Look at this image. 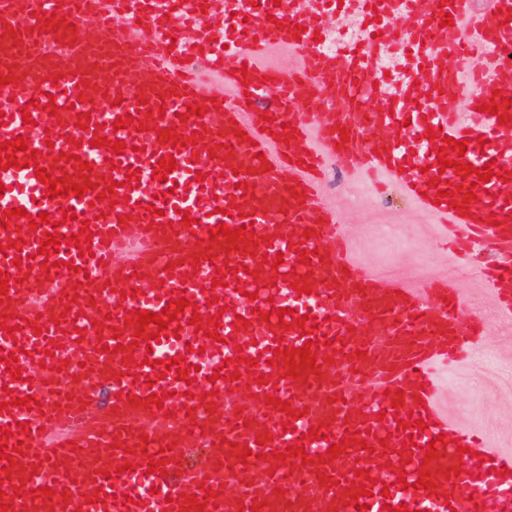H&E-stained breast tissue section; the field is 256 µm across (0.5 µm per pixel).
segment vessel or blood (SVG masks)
I'll return each instance as SVG.
<instances>
[{"instance_id":"vessel-or-blood-1","label":"vessel or blood","mask_w":512,"mask_h":512,"mask_svg":"<svg viewBox=\"0 0 512 512\" xmlns=\"http://www.w3.org/2000/svg\"><path fill=\"white\" fill-rule=\"evenodd\" d=\"M352 2L359 14L397 10L410 24L358 49L308 54L286 75L262 58L273 45L296 47L297 26L310 20L307 0H288L281 28L252 14V34L242 39L223 34L218 19L243 11L246 0H206L215 17L207 26L197 0H0V76L8 80L0 112L9 119L0 142L22 136L39 153L37 167L25 166L20 150L21 168L0 171V216L13 213L0 228V270L12 278L0 293V400L42 403L0 409L13 450L0 491L12 495V512H70L76 502L82 512H200L199 498L201 512H358L361 504L383 512L402 503L410 512H512V454L450 429L436 406L435 368L464 362L481 323L459 326L463 301L447 281L422 298L350 270L336 217L317 200V174L329 166L398 180L442 222L462 226L465 244L495 252L482 274L512 313V123L482 109L512 86V0H492L489 15L471 0ZM53 15L68 26L51 42L43 22ZM407 44L414 54L395 77L383 76V55ZM206 72L232 87L233 102L211 95ZM452 84L465 89L466 106L479 107L476 120H461L446 93ZM327 93L335 107L306 111ZM416 102L422 117L408 138L404 121ZM191 106L203 115L188 114ZM85 113L87 129L77 125ZM127 116L134 124L115 128ZM367 126L379 135L366 146ZM431 128L438 138L428 137ZM102 136L123 141L124 152L93 146ZM448 137L467 140L464 156L445 148ZM169 156L176 169L159 180ZM443 157L474 171L438 170ZM487 164L494 176L479 181ZM40 167L87 193L47 198ZM132 169L139 179L128 178ZM466 182L477 195L467 211L455 208L463 194L439 201V189ZM19 207L25 216H16ZM42 212L61 237L59 252L46 256L38 249L48 223L27 227ZM221 223L253 231L232 241L215 235ZM84 226L93 234L85 258L72 240ZM120 247L128 257L116 265ZM145 273L153 287H144ZM183 297L180 333L151 323L143 331L158 343L136 346L131 312L157 314ZM195 315L208 319L207 332L191 324ZM305 315L316 318L306 336L292 324ZM281 346L309 347L317 361L288 377L286 365L269 363ZM12 352L21 369L45 364L38 382L8 373ZM180 357L184 381L165 367ZM244 383L247 415L233 407ZM102 388L111 399L98 408ZM155 394L161 404H152ZM270 397L289 410L267 405ZM410 416L414 424L401 427ZM314 427L323 436L311 441ZM359 432L366 446L320 462ZM441 434L446 443L425 460L424 446ZM298 444L306 461L278 468L276 453ZM154 459L159 472L142 473ZM360 470L371 479L355 499L349 488ZM423 471L433 481L427 489L417 485Z\"/></svg>"}]
</instances>
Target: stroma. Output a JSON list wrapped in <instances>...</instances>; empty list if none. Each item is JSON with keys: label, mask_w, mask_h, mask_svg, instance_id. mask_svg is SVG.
Returning <instances> with one entry per match:
<instances>
[{"label": "stroma", "mask_w": 512, "mask_h": 512, "mask_svg": "<svg viewBox=\"0 0 512 512\" xmlns=\"http://www.w3.org/2000/svg\"><path fill=\"white\" fill-rule=\"evenodd\" d=\"M320 199L335 211L355 268L419 293L431 281L449 280L464 301L462 322L484 318L475 355L437 368V402L450 427L481 434L492 449L512 453V314L500 311L478 273L488 253L476 249L465 257L449 248L445 224L392 179L377 190L366 176L329 167Z\"/></svg>", "instance_id": "1"}]
</instances>
